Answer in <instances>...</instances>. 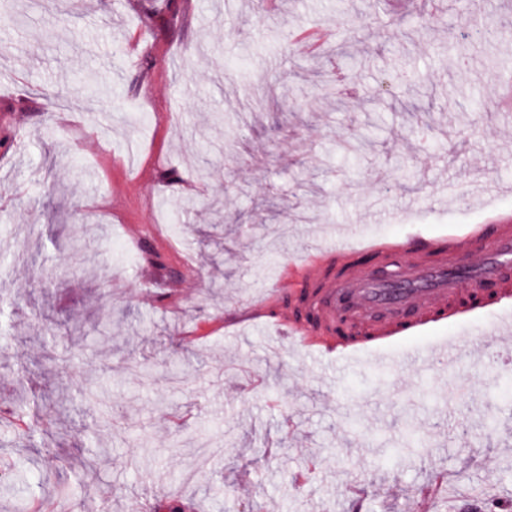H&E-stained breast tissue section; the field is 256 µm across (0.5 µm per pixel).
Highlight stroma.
I'll return each mask as SVG.
<instances>
[{"mask_svg":"<svg viewBox=\"0 0 512 512\" xmlns=\"http://www.w3.org/2000/svg\"><path fill=\"white\" fill-rule=\"evenodd\" d=\"M13 9L0 17V512H165L174 493L190 512H458L470 499L512 512L497 371L466 358L378 384L370 352L322 362L235 317L337 226L387 245L512 218V122L496 110L512 34L477 35L512 20V0ZM315 26L335 27L340 57L295 50L291 33ZM404 67L412 86L395 82ZM102 313L111 345L65 340L71 319ZM20 382L36 401L19 412ZM450 383L468 395L448 415ZM56 418L67 436L48 434ZM99 447L111 454L83 484Z\"/></svg>","mask_w":512,"mask_h":512,"instance_id":"obj_1","label":"stroma"}]
</instances>
